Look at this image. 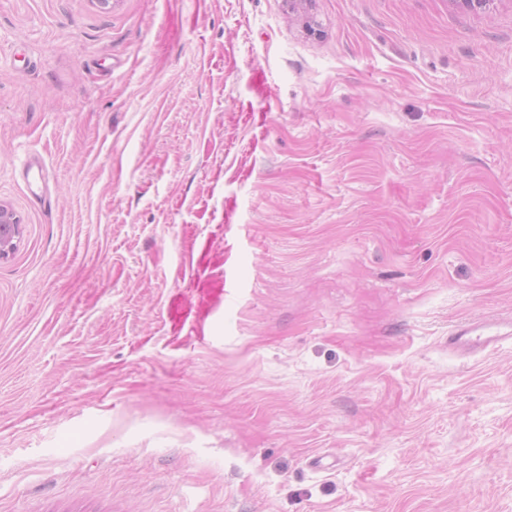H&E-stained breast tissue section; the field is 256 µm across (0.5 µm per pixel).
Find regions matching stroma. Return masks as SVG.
I'll return each mask as SVG.
<instances>
[{
    "mask_svg": "<svg viewBox=\"0 0 512 512\" xmlns=\"http://www.w3.org/2000/svg\"><path fill=\"white\" fill-rule=\"evenodd\" d=\"M0 203V512H512V0H0ZM20 219L16 213L0 204V259L8 257L16 248L20 236ZM504 341L512 343V321L467 323L457 326L448 336V349L461 354L493 350Z\"/></svg>",
    "mask_w": 512,
    "mask_h": 512,
    "instance_id": "1",
    "label": "stroma"
}]
</instances>
